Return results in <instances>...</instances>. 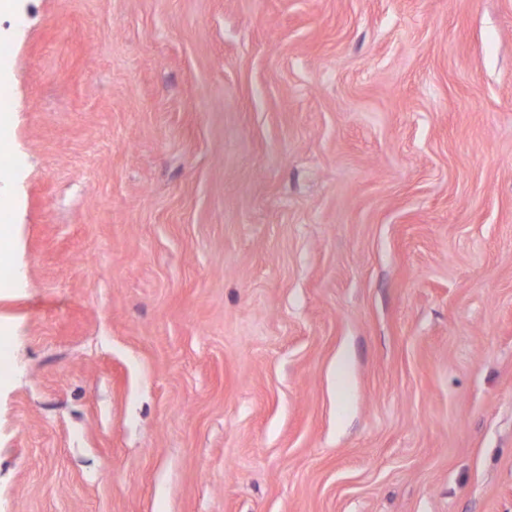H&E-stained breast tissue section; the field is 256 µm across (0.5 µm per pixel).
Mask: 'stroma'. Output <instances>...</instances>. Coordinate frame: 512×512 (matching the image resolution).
Returning a JSON list of instances; mask_svg holds the SVG:
<instances>
[{"label": "stroma", "instance_id": "1", "mask_svg": "<svg viewBox=\"0 0 512 512\" xmlns=\"http://www.w3.org/2000/svg\"><path fill=\"white\" fill-rule=\"evenodd\" d=\"M0 44V512H512V0Z\"/></svg>", "mask_w": 512, "mask_h": 512}]
</instances>
